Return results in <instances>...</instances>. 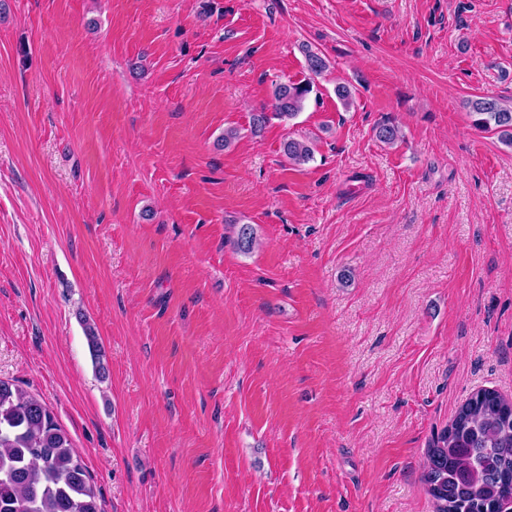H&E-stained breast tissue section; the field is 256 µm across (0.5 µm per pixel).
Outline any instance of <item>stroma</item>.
<instances>
[{
  "label": "stroma",
  "instance_id": "obj_1",
  "mask_svg": "<svg viewBox=\"0 0 512 512\" xmlns=\"http://www.w3.org/2000/svg\"><path fill=\"white\" fill-rule=\"evenodd\" d=\"M481 95L512 105V0H0V378L104 512H433L432 437L512 398V148ZM300 87H303V90H300ZM311 91L310 79L277 85L273 92L274 115L285 119L296 117L302 111ZM469 113L478 116L475 126L481 129L498 130L504 145L512 147V108L502 106L497 99L479 96L468 100Z\"/></svg>",
  "mask_w": 512,
  "mask_h": 512
}]
</instances>
